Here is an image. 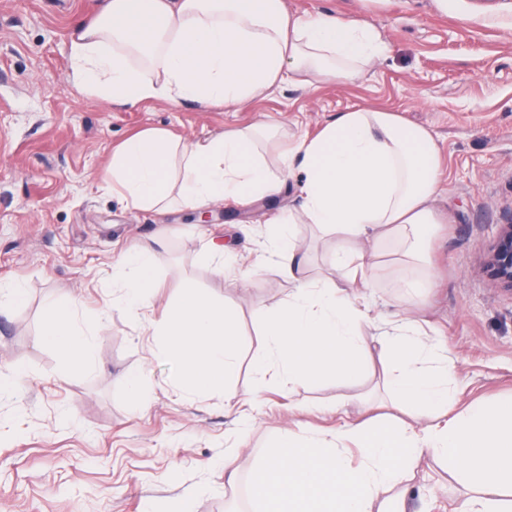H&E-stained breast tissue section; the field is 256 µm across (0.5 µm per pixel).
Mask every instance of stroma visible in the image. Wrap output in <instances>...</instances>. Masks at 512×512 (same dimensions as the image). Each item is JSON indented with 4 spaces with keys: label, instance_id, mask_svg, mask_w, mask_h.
I'll return each mask as SVG.
<instances>
[{
    "label": "stroma",
    "instance_id": "obj_1",
    "mask_svg": "<svg viewBox=\"0 0 512 512\" xmlns=\"http://www.w3.org/2000/svg\"><path fill=\"white\" fill-rule=\"evenodd\" d=\"M99 0H0V281L20 284L23 304L0 313V512H144L192 495L194 512H226L222 463L239 459L238 485L281 428L304 423L326 433L345 422L393 413L383 390L371 400L334 380L285 393L253 392L251 358L262 348L261 311L294 285L271 258L275 211L300 202L296 177L280 193L243 208L218 206L208 222L177 206L163 215L126 207L104 188L112 150L162 128L192 141L251 124L289 137L315 135L330 118L386 110L427 127L446 168L437 207L444 219L431 245V288L394 285L385 259L364 289L366 342L418 319L453 364L456 404L512 399V292L486 269L489 246L512 222V0H288L301 16H359L381 33L385 56L351 82L282 84L224 110L143 102L115 108L72 93L67 43ZM295 234L312 276L336 278V238L316 225ZM232 245L225 275L208 241ZM156 251L158 288L128 310L113 295L112 268L128 246ZM192 285L236 305L244 351L237 391L251 401L244 424L224 412V393L178 389L175 368L151 324ZM76 301L96 323L98 368L63 366L39 341L48 301ZM141 371L150 390L136 406L122 379ZM344 403H337V393ZM466 488L424 459L410 484L408 512H455Z\"/></svg>",
    "mask_w": 512,
    "mask_h": 512
}]
</instances>
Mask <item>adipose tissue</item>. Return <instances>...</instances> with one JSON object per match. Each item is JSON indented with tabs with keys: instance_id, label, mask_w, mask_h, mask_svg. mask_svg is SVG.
Instances as JSON below:
<instances>
[{
	"instance_id": "1",
	"label": "adipose tissue",
	"mask_w": 512,
	"mask_h": 512,
	"mask_svg": "<svg viewBox=\"0 0 512 512\" xmlns=\"http://www.w3.org/2000/svg\"><path fill=\"white\" fill-rule=\"evenodd\" d=\"M386 50L370 23L302 17L287 0H101L96 17L70 35L68 83L115 106L229 109L288 77L349 82ZM276 133L253 125L186 141L145 130L113 149L112 189L145 211H165L176 199L196 211L250 205L281 188L258 149ZM279 163L301 178L300 209L271 220L277 263L295 291L263 314L265 344L252 357L255 390L271 382L291 390L328 377L340 386L361 384L377 356L385 363L384 391L410 417L352 422L330 436L282 429L251 481L256 512H407L409 483L426 456L472 490L461 512H512V400L453 410L451 363L420 325L408 318L377 347L364 343L366 312L337 287L309 279L293 239L296 224L334 234L337 274L364 286L375 277L377 243L395 240L402 265L417 273L407 287H428L424 248L443 221L435 202L445 191L431 131L395 112H343L316 136L295 138ZM112 282L129 308L153 298V251L126 249ZM154 330L178 366L180 388L223 390L226 411H239L242 339L233 305L183 288ZM39 341L62 362L89 372L96 366L94 325L75 303L50 305ZM420 413L426 425L414 422ZM352 446L362 456L356 467Z\"/></svg>"
}]
</instances>
